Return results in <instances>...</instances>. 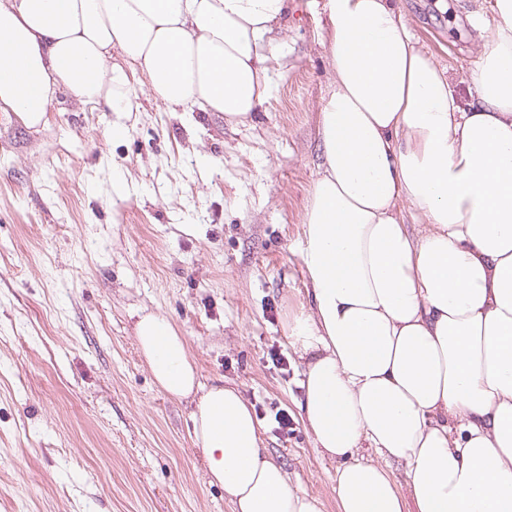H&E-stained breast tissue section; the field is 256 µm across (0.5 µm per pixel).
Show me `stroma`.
<instances>
[{
    "mask_svg": "<svg viewBox=\"0 0 512 512\" xmlns=\"http://www.w3.org/2000/svg\"><path fill=\"white\" fill-rule=\"evenodd\" d=\"M290 3L274 91L244 121L169 111L137 74L118 141L111 113L65 92L34 128L0 112V512H233L189 404L139 350L142 311L175 325L203 384L242 392L292 485L337 512L288 339L310 304L303 216L333 63L324 0ZM395 4L468 99L483 0Z\"/></svg>",
    "mask_w": 512,
    "mask_h": 512,
    "instance_id": "35a3bbf8",
    "label": "stroma"
}]
</instances>
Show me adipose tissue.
<instances>
[{"label": "adipose tissue", "mask_w": 512, "mask_h": 512, "mask_svg": "<svg viewBox=\"0 0 512 512\" xmlns=\"http://www.w3.org/2000/svg\"><path fill=\"white\" fill-rule=\"evenodd\" d=\"M324 10L335 77L303 219L311 306L290 333L301 419L338 463V512H512V0L489 6L494 40L478 46L465 104L393 0ZM287 12L288 0H0V111L38 126L64 88L105 106L121 139L139 109L134 67L170 111L245 119L273 91ZM135 334L156 384L191 399L233 512H322L241 393L199 381L174 325L142 313ZM365 445L377 461H355Z\"/></svg>", "instance_id": "1"}]
</instances>
